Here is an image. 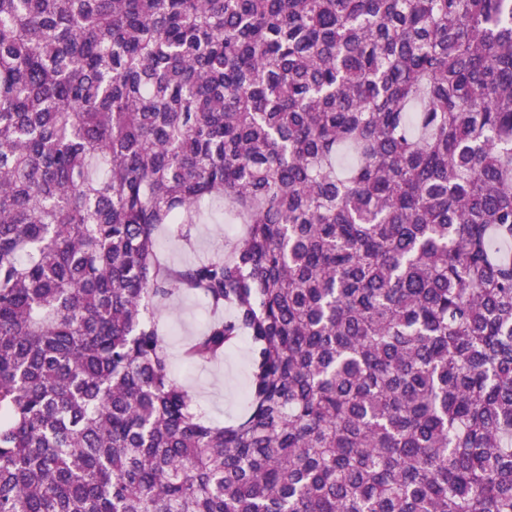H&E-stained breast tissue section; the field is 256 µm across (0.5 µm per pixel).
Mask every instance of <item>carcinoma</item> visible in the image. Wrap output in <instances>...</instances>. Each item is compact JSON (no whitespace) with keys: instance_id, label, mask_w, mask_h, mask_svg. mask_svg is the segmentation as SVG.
<instances>
[{"instance_id":"obj_1","label":"carcinoma","mask_w":512,"mask_h":512,"mask_svg":"<svg viewBox=\"0 0 512 512\" xmlns=\"http://www.w3.org/2000/svg\"><path fill=\"white\" fill-rule=\"evenodd\" d=\"M511 242L512 0H0V512H512ZM196 237L191 249L171 238L160 236L158 248L164 258L170 264H180L186 261L202 259L209 256L213 251L224 243V237L234 230H229L234 224L224 223V208L219 209L217 218L204 224H197ZM169 327L165 336L172 375L192 396L193 405L212 423L224 425L241 412L247 389L249 349L240 342L218 362L199 365L188 362L183 346L204 326L203 304L192 296H173L160 312Z\"/></svg>"}]
</instances>
